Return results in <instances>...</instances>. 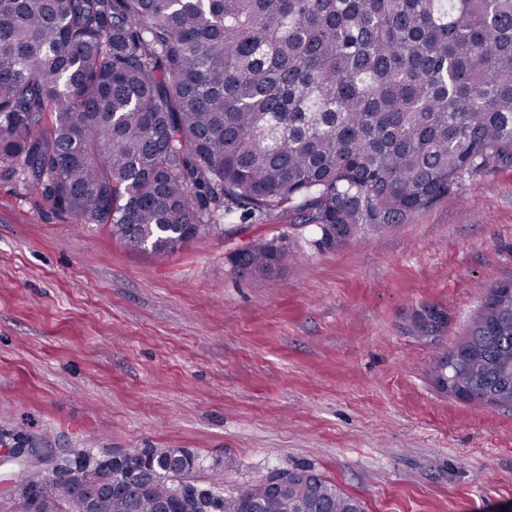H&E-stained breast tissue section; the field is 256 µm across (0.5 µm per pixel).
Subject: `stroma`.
<instances>
[{
	"label": "stroma",
	"mask_w": 512,
	"mask_h": 512,
	"mask_svg": "<svg viewBox=\"0 0 512 512\" xmlns=\"http://www.w3.org/2000/svg\"><path fill=\"white\" fill-rule=\"evenodd\" d=\"M293 212L157 254L77 224L0 168V443L186 448L227 487L309 467L366 512L512 502V404L434 379L489 288L512 280V162L398 224L322 243ZM287 239L262 282L230 257ZM444 320L432 336L422 308Z\"/></svg>",
	"instance_id": "obj_1"
}]
</instances>
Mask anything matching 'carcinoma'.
I'll use <instances>...</instances> for the list:
<instances>
[{"label":"carcinoma","mask_w":512,"mask_h":512,"mask_svg":"<svg viewBox=\"0 0 512 512\" xmlns=\"http://www.w3.org/2000/svg\"><path fill=\"white\" fill-rule=\"evenodd\" d=\"M512 161V0H0V167L81 224L173 253L240 213L293 210L327 244L402 222L459 179ZM253 242L235 268L281 270ZM512 281L439 357L476 397L512 403ZM126 449L81 485L20 476L31 512H284L262 479L172 496L193 454ZM296 512H365L300 468Z\"/></svg>","instance_id":"obj_1"}]
</instances>
